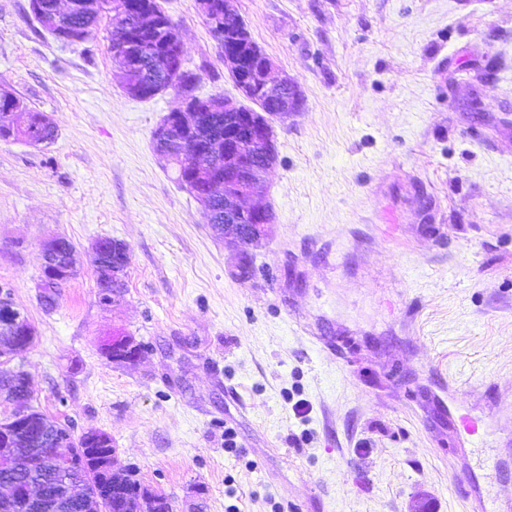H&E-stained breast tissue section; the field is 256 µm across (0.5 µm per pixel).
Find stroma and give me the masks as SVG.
I'll list each match as a JSON object with an SVG mask.
<instances>
[{
  "label": "stroma",
  "mask_w": 512,
  "mask_h": 512,
  "mask_svg": "<svg viewBox=\"0 0 512 512\" xmlns=\"http://www.w3.org/2000/svg\"><path fill=\"white\" fill-rule=\"evenodd\" d=\"M159 4L196 95L239 98L197 0ZM236 9L303 97L274 128L247 278L153 149L179 96L124 93L106 24L66 43L0 0V90L58 126L0 140V284L36 329L14 360L34 406L108 433L174 512H512V0ZM52 235L80 273L48 310ZM101 237L131 252L107 306ZM117 335L138 363L106 358ZM112 238L102 237L97 239L98 247L94 249V267L96 272V285L98 296L104 304H114L125 293V282L112 280V266L119 260V253L112 251ZM113 296V299H112Z\"/></svg>",
  "instance_id": "stroma-1"
}]
</instances>
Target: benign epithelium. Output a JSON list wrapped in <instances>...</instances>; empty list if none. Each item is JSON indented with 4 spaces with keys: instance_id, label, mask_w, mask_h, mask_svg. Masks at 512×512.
<instances>
[{
    "instance_id": "obj_1",
    "label": "benign epithelium",
    "mask_w": 512,
    "mask_h": 512,
    "mask_svg": "<svg viewBox=\"0 0 512 512\" xmlns=\"http://www.w3.org/2000/svg\"><path fill=\"white\" fill-rule=\"evenodd\" d=\"M199 11L205 18L213 21L234 18L237 11L234 0H197ZM33 13L42 17L51 33L66 42L75 43L77 38L64 20L73 0H66V7H56L52 13L42 11V5L30 3ZM118 16L126 20L127 36L137 40L144 36L155 38L157 50L165 55L167 48L180 39L178 31L167 19L153 12L147 4L133 7L121 3ZM224 68L233 74L241 95L249 99L265 93L277 101L274 111L266 108L261 111L246 112L239 102L211 95L206 98L181 96V105L169 112L155 129V141L161 148L159 155L172 163L167 145L182 143L189 137H197L196 152L190 160L193 177L211 185V188L197 194V201L212 214L218 200L224 203V244L239 258V265L247 263V247L267 238L274 224V216L269 206L261 199L266 193L265 175L276 163L277 152L273 136L272 122L283 121L289 115L299 111L303 98L294 78L287 75L275 79L272 77L271 59L252 42L245 25L237 23L224 28ZM173 89V86L161 85L152 89L141 86H127L126 94L136 97H154ZM224 112V176L214 173L209 157L213 147L210 141L198 136L197 120L209 112ZM222 185L238 186V192L223 195L215 191L217 182ZM31 341L28 336L25 315L14 307L7 293L0 294V367L7 368L15 357L26 349ZM112 348L118 349L114 360L130 364L138 361L133 354L134 343L127 337L112 338ZM29 411L25 406L11 404L9 414L0 420V453L14 459L22 449L14 446L16 434L25 430L29 424ZM59 462L60 476L68 480L80 467V462L64 448L54 449ZM39 485L29 483L25 486L0 484V498L23 500L34 503L41 499Z\"/></svg>"
}]
</instances>
